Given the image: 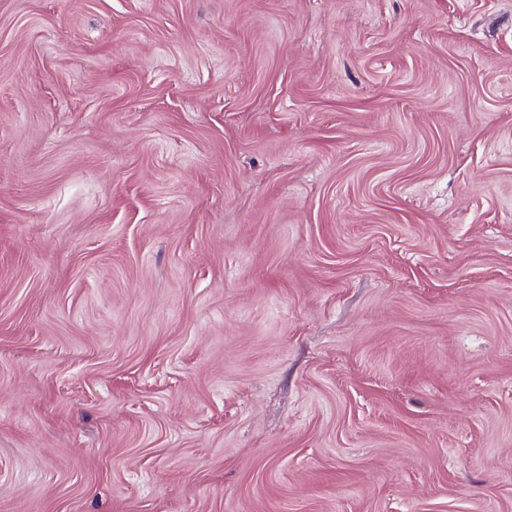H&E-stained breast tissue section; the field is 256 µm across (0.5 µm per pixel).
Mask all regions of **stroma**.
Returning <instances> with one entry per match:
<instances>
[{
    "label": "stroma",
    "instance_id": "1",
    "mask_svg": "<svg viewBox=\"0 0 512 512\" xmlns=\"http://www.w3.org/2000/svg\"><path fill=\"white\" fill-rule=\"evenodd\" d=\"M0 512H512V0H0Z\"/></svg>",
    "mask_w": 512,
    "mask_h": 512
}]
</instances>
